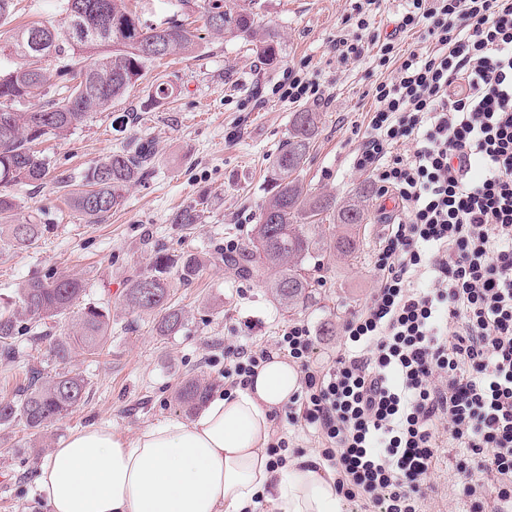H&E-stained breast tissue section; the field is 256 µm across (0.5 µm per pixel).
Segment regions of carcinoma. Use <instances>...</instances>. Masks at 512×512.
I'll return each instance as SVG.
<instances>
[{
    "label": "carcinoma",
    "instance_id": "obj_1",
    "mask_svg": "<svg viewBox=\"0 0 512 512\" xmlns=\"http://www.w3.org/2000/svg\"><path fill=\"white\" fill-rule=\"evenodd\" d=\"M59 7L58 24L29 25L6 43L12 64L0 66V219L18 209L12 188L40 183L50 173V160L35 150L37 141L47 135H72L95 114L124 98L139 81H148V99L162 105L174 87L165 76L151 75L157 63L171 54L194 52L203 40V30L248 38L258 27L252 7L232 6L226 0H207L202 30L175 18L148 25L129 0H60ZM34 37L45 39L46 55L32 49ZM50 59L58 61L57 74L63 81L55 95L45 88L40 66ZM318 119V113L308 110L293 113L288 143L272 165L271 189L258 215L251 252L240 260L225 259L239 274L276 270L270 288L287 309L308 300L318 285L305 275V263L326 248L344 256L357 250L351 235L328 240L316 237L313 230L326 221L354 228L367 220L361 205L340 206L335 196L308 190L300 182ZM153 159L147 142L112 152L84 172L83 189L70 193L71 206L91 222L101 220L120 204L123 191L149 172ZM48 231L50 225L31 220L0 225L4 245L13 250L28 248ZM200 267L194 255L157 253L149 270L129 282L128 307L159 314L158 334L171 335L182 326L184 315L168 304L169 275L175 269L188 282ZM85 293L86 283L77 277L46 275L23 281L17 300L0 307V354L11 355L12 340L30 330L31 324L68 316ZM110 335L109 308L90 303L78 312V330L55 338L52 351L64 363L75 348L97 353ZM86 386L84 377L73 371L34 378L18 399L0 401V426L22 421L40 434L84 401ZM208 390L209 384L187 378L178 388L176 402L188 411L196 410L204 404Z\"/></svg>",
    "mask_w": 512,
    "mask_h": 512
}]
</instances>
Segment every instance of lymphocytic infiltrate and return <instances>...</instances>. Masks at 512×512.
Segmentation results:
<instances>
[{
    "mask_svg": "<svg viewBox=\"0 0 512 512\" xmlns=\"http://www.w3.org/2000/svg\"><path fill=\"white\" fill-rule=\"evenodd\" d=\"M399 30L432 47H379L397 76L354 151L400 211L374 253L376 287L314 365L315 338L289 324L274 347L224 352L230 388L279 351L300 367L292 424L312 431L340 496L417 512L439 433L462 448L460 496L484 512L486 477L512 504V0H410ZM412 147L400 151L399 146Z\"/></svg>",
    "mask_w": 512,
    "mask_h": 512,
    "instance_id": "1",
    "label": "lymphocytic infiltrate"
}]
</instances>
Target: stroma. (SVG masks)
<instances>
[{
	"label": "stroma",
	"instance_id": "stroma-1",
	"mask_svg": "<svg viewBox=\"0 0 512 512\" xmlns=\"http://www.w3.org/2000/svg\"><path fill=\"white\" fill-rule=\"evenodd\" d=\"M7 30L29 22L58 24V0H15ZM354 0H256L260 23L254 38L207 34L198 50L164 59L177 92L151 107L142 86L132 88L110 109L94 115L66 139L47 137L39 148L51 160L40 186L15 188L16 220L36 219L50 233L23 251L0 252V302L11 300L20 282L47 274L85 280L87 299L109 307L112 333L105 349L91 355L73 352L60 363L49 348L51 337L68 331L70 320L46 321L47 337L16 336L15 355L0 356V399L14 398L32 372L68 368L87 381V397L72 414L42 434L23 422L0 426V512H47L35 496L37 470L67 435L92 423L111 424L131 436L139 429L181 416L174 399L185 377L224 387V350L246 340L274 345L288 324L307 323L316 336L314 358L326 365L343 343V325L369 301L375 288L373 256L387 222L377 196L365 202L369 220L358 231L355 255L327 253L312 277L322 282L311 298L283 311L268 284L273 271L240 276L224 264L225 241L250 249L260 206L270 190V168L288 140L297 108L318 113L311 158L300 174L304 186L354 200L368 173L353 166L354 150L376 102V84L391 81L394 65H380L375 49L358 61L340 63L337 36L369 39L395 33L406 0H379L368 29L357 26ZM274 35L278 56L266 64L256 44ZM310 79L323 94L303 106L280 100L276 89L289 74ZM154 151L151 172L132 183L121 203L92 223L68 203L82 173L112 151L137 141ZM199 208L194 224H178L183 210ZM190 253L203 259L198 277L174 283L172 305L186 314L181 328L161 336L154 314L129 310L123 295L129 279L146 271L156 251ZM460 451L444 443L431 476L434 491L422 512H464L456 494Z\"/></svg>",
	"mask_w": 512,
	"mask_h": 512
}]
</instances>
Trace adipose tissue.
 Returning <instances> with one entry per match:
<instances>
[{
	"instance_id": "obj_1",
	"label": "adipose tissue",
	"mask_w": 512,
	"mask_h": 512,
	"mask_svg": "<svg viewBox=\"0 0 512 512\" xmlns=\"http://www.w3.org/2000/svg\"><path fill=\"white\" fill-rule=\"evenodd\" d=\"M300 373L272 355L250 386L210 395L199 413L128 437L107 424L73 432L41 465L48 512H341L336 474L316 456L273 465L272 420L297 393Z\"/></svg>"
}]
</instances>
